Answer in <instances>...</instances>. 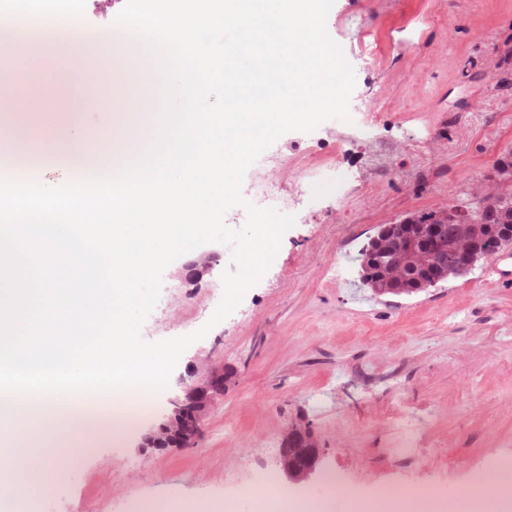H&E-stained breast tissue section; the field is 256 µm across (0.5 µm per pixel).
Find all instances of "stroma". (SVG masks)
Returning <instances> with one entry per match:
<instances>
[{
	"label": "stroma",
	"mask_w": 512,
	"mask_h": 512,
	"mask_svg": "<svg viewBox=\"0 0 512 512\" xmlns=\"http://www.w3.org/2000/svg\"><path fill=\"white\" fill-rule=\"evenodd\" d=\"M362 17L378 62L354 66L355 92L387 99L373 135L396 153L387 171L368 169V146L350 141L340 159L361 185L339 203L326 185L308 189L292 228L260 282L216 326L220 277L180 287V262L163 274L142 335L156 341L209 326L181 355L161 390H105L100 405L146 403L116 434L111 420L87 430L79 453L43 455L51 480L33 512H121L130 499L243 501L277 472L289 423L312 425L325 467L335 471L353 512H384L383 492L443 485L448 512H471L473 475L495 485L512 460V285L495 287L486 266L410 297L371 295L358 254L383 224L469 203L496 180L512 149V86L503 58L512 48V0H334L329 37ZM339 119L293 131L273 147L317 155ZM345 274L335 278L330 265ZM224 364L234 376L190 448L143 452L142 433L169 407L189 363ZM418 427L415 448L398 455L399 416Z\"/></svg>",
	"instance_id": "stroma-1"
}]
</instances>
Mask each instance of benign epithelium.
<instances>
[{"label": "benign epithelium", "instance_id": "obj_1", "mask_svg": "<svg viewBox=\"0 0 512 512\" xmlns=\"http://www.w3.org/2000/svg\"><path fill=\"white\" fill-rule=\"evenodd\" d=\"M219 254L195 252L181 267V283L196 284L211 275ZM198 366L191 363L181 378L180 393L169 401L165 416L153 422L141 437L140 447L152 452L193 446L201 434L207 412L224 396L228 375L214 366L196 378ZM324 449L320 448L311 427L292 424L281 444L278 469L294 485L312 486L320 481L324 469Z\"/></svg>", "mask_w": 512, "mask_h": 512}]
</instances>
